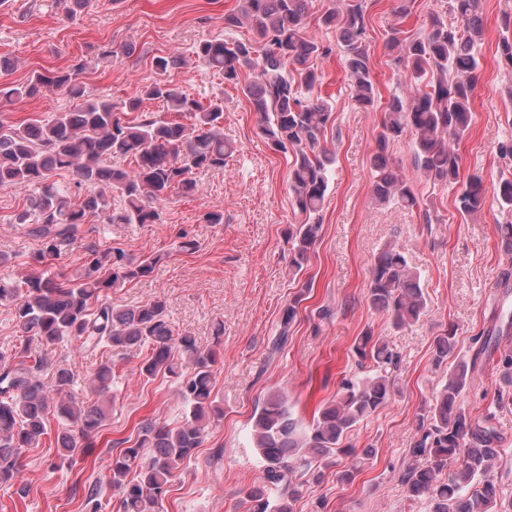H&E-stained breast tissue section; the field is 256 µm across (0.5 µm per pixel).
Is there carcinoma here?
Returning <instances> with one entry per match:
<instances>
[{
  "instance_id": "carcinoma-1",
  "label": "carcinoma",
  "mask_w": 512,
  "mask_h": 512,
  "mask_svg": "<svg viewBox=\"0 0 512 512\" xmlns=\"http://www.w3.org/2000/svg\"><path fill=\"white\" fill-rule=\"evenodd\" d=\"M311 0H240L238 9L224 14V31L243 26L251 37H213L193 47V55L225 83L241 87L259 116L258 131L272 150L288 160L289 190L300 223L285 230L294 275L309 263L322 230V208L336 162L326 147L336 116L330 101L315 94L324 74L318 61L328 58L331 43L305 34ZM443 13H434L429 31L400 37L394 30L388 47L408 78L406 90L382 99L371 75L367 41L366 0H348L342 10L328 9L315 18L317 26L336 35L347 77L355 88L354 104L363 112H382L380 131L370 159L372 200L422 212L431 223L433 204H421L414 179L398 170L390 145L408 140L415 175L455 192L454 206L464 221L482 217L487 205L483 176L461 177L462 160L453 144L465 139L472 125V102L480 61L476 49L483 40L480 0H439ZM495 55L512 73V37L500 38ZM88 63L79 60L60 70L36 72L27 83L0 85V99L32 97L47 90L81 100L68 112L18 124L0 120V187L29 191L14 223L29 225L41 241L33 261L44 263L61 247L85 233L87 224H157L159 206L173 195L198 192L195 174L221 170L232 154L224 141V99L202 101L162 80L142 86L138 96L122 106L112 99L91 96L83 81ZM252 79L241 82L244 71ZM145 100L157 101L171 118L145 113ZM130 161L126 168L118 161ZM58 170L70 171L75 188L88 190L83 204L71 203L70 191L51 182ZM118 193L121 205L109 195ZM496 204L512 211V179L495 188ZM159 258L135 263L117 247L91 252L76 278L40 272L18 279L0 277V302L13 305L23 342L0 350V486H11L23 470V454L49 435V417L58 422L56 447L75 465L96 447L112 404V360H100L91 384L94 402L71 397V369L60 365L50 386L40 380L46 359L34 354L35 343L48 350L70 343L82 353L101 347L146 350L139 377L159 375L178 385L183 404L174 426L147 422L136 441L117 448L106 473L84 488V512H101V495L108 487L119 495L120 512H163L170 483L201 447L212 418L221 415L212 396L217 356L201 350L194 337L175 332L167 301L154 296L129 309L101 301L102 293L148 278ZM308 278L286 304L272 351L288 342L300 314ZM366 297L385 313L396 329L410 328L428 312L421 275L405 252L386 245L369 268ZM495 324L479 337L471 361H461L417 414L410 455L427 457L425 467L410 464L401 475L409 498L425 497L430 512H512V499L501 498L489 473L501 436L491 411L474 414L459 398L473 381L478 363L491 364L512 385V349L499 348L512 322ZM450 327L434 340L433 364L441 366L456 347ZM357 372L344 377L333 399L308 423L288 407L286 397L270 392L255 409L251 441L258 449L262 475L246 491L249 512H294L302 493L300 479L320 468L322 461L344 454L355 458L341 480L352 482L373 452L355 453L343 444L363 420L386 406L399 393V356L390 344L369 329L355 340ZM453 465L448 479L442 471Z\"/></svg>"
}]
</instances>
